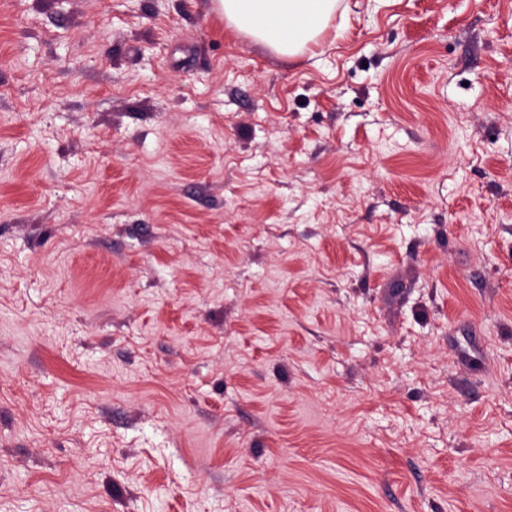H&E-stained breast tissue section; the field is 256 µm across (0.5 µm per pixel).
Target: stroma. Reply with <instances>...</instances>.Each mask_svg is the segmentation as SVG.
Listing matches in <instances>:
<instances>
[{
    "mask_svg": "<svg viewBox=\"0 0 512 512\" xmlns=\"http://www.w3.org/2000/svg\"><path fill=\"white\" fill-rule=\"evenodd\" d=\"M0 512H512V0H0ZM338 0H214L227 26L283 58L302 56L336 12Z\"/></svg>",
    "mask_w": 512,
    "mask_h": 512,
    "instance_id": "obj_1",
    "label": "stroma"
}]
</instances>
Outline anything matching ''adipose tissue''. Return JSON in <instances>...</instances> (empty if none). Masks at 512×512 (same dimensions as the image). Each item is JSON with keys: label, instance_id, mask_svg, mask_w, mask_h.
<instances>
[{"label": "adipose tissue", "instance_id": "1", "mask_svg": "<svg viewBox=\"0 0 512 512\" xmlns=\"http://www.w3.org/2000/svg\"><path fill=\"white\" fill-rule=\"evenodd\" d=\"M338 0H214L228 27L284 58L302 56L328 25Z\"/></svg>", "mask_w": 512, "mask_h": 512}]
</instances>
